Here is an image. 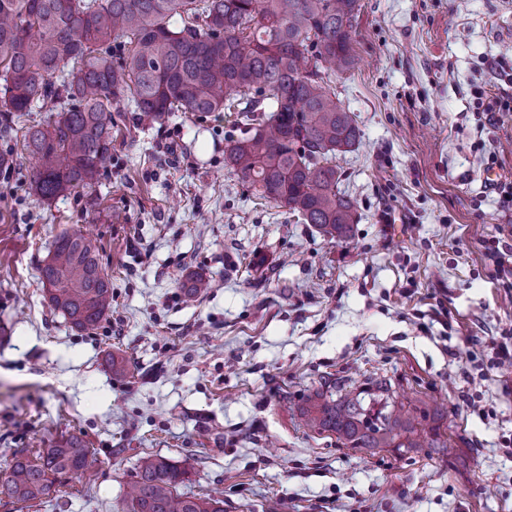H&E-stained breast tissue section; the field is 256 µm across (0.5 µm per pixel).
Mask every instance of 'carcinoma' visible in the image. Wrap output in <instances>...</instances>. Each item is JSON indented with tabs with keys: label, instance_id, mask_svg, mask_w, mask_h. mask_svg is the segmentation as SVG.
I'll return each mask as SVG.
<instances>
[{
	"label": "carcinoma",
	"instance_id": "obj_1",
	"mask_svg": "<svg viewBox=\"0 0 512 512\" xmlns=\"http://www.w3.org/2000/svg\"><path fill=\"white\" fill-rule=\"evenodd\" d=\"M359 0H0V112L9 119L65 95L58 118L24 131L38 162L29 189L51 200L88 188L112 157V110L127 100L140 120L171 112L201 120L225 112L239 131L224 162L260 196L332 238L358 217L339 187L336 156L359 144L360 130L336 98L328 70L352 65ZM127 45L117 60L107 46ZM50 306L71 327L97 326L112 307V283L97 246L65 232L40 268ZM210 287L190 274V301ZM305 425L354 448H438L404 407L364 406L360 394L326 380L307 396ZM89 449L77 436L58 440L31 461L16 452L0 497L38 500L62 477L84 473ZM187 470L141 459L127 512H224V499L179 491Z\"/></svg>",
	"mask_w": 512,
	"mask_h": 512
}]
</instances>
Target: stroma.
I'll use <instances>...</instances> for the list:
<instances>
[{
  "label": "stroma",
  "instance_id": "stroma-1",
  "mask_svg": "<svg viewBox=\"0 0 512 512\" xmlns=\"http://www.w3.org/2000/svg\"><path fill=\"white\" fill-rule=\"evenodd\" d=\"M356 66L333 74L361 143L337 156L358 222L333 239L258 199L224 163L223 113H115L97 182L43 202L19 154L0 173V480L68 435L90 466L40 505L123 512L139 457L186 462L185 490L224 512H512V0H360ZM503 60L492 69L491 60ZM88 234L112 282L92 330L51 310L39 270ZM214 286L183 299L187 274ZM127 372L112 373L108 355ZM333 377L386 378L394 400L443 405L444 448H351L305 427Z\"/></svg>",
  "mask_w": 512,
  "mask_h": 512
}]
</instances>
